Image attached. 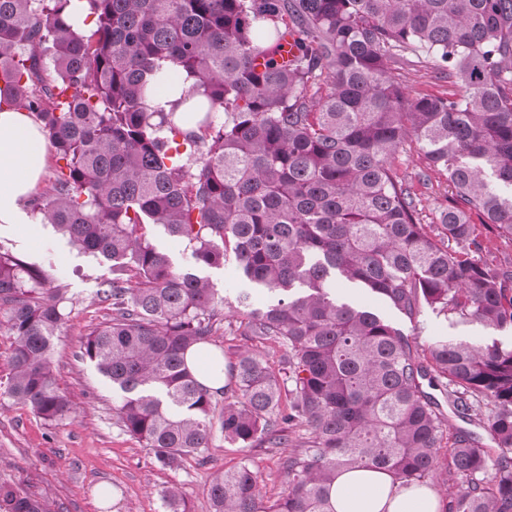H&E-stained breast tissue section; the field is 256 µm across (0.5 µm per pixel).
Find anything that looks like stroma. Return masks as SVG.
<instances>
[{
    "instance_id": "obj_1",
    "label": "stroma",
    "mask_w": 512,
    "mask_h": 512,
    "mask_svg": "<svg viewBox=\"0 0 512 512\" xmlns=\"http://www.w3.org/2000/svg\"><path fill=\"white\" fill-rule=\"evenodd\" d=\"M392 74L415 95L459 97L465 89L434 72L426 59L409 58L393 65ZM400 176L420 201L423 223L437 234V208L451 196L446 175L426 169L415 142H406L395 159ZM152 244L167 253L176 268L191 270L208 280L218 295L234 301L250 291L253 305L268 302L266 290L250 288L234 257L216 266H197L191 248L148 225ZM0 251L19 256L41 268L48 287L63 289L69 299L67 319L54 343L52 365L72 414L47 422L7 393L11 377L10 355L14 338L8 313L0 309V485L23 495L40 498L51 512H167L163 490L178 486L188 512H210L206 488L212 473L246 460L261 474L266 499L279 498L287 475L277 455L262 448H242L228 443L214 430L204 457H189L175 469L160 468L138 439L116 422L118 392L93 363L80 357L86 335L106 322L112 305L101 292L112 279L109 261L82 253L51 225L0 224ZM413 344L427 347L439 339L482 342L490 333L477 324L453 325L431 311L404 323Z\"/></svg>"
}]
</instances>
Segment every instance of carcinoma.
<instances>
[{
  "instance_id": "1",
  "label": "carcinoma",
  "mask_w": 512,
  "mask_h": 512,
  "mask_svg": "<svg viewBox=\"0 0 512 512\" xmlns=\"http://www.w3.org/2000/svg\"><path fill=\"white\" fill-rule=\"evenodd\" d=\"M0 0V81L33 115L57 157L29 208L85 254L113 261L102 290L112 317L82 355L121 391L116 412L164 467L224 439L274 453L288 433L306 448L282 462L288 492L264 502L242 461L215 472L211 512H335L350 471L391 487L457 489L440 512H512V346L438 340L423 350L378 314L339 303V275L414 320L512 329V270L480 253L469 214L512 241V0ZM293 36L294 57L282 40ZM424 51L461 98L412 97L390 64ZM203 94L193 115L146 101L178 75ZM195 122L187 130L183 123ZM454 187L438 207L441 239L393 167L407 140ZM158 224L216 265L278 296L236 298L241 335L285 348L280 367L232 352L235 388L218 406L187 365L210 342L224 299L148 240ZM456 249L448 250L445 241ZM0 252V307L14 336L7 393L45 421L71 413L51 366L68 298ZM456 416L485 406L486 448L450 431L422 381ZM187 512L178 487L162 491ZM4 512H49L0 486Z\"/></svg>"
}]
</instances>
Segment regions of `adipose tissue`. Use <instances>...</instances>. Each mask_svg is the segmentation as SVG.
I'll list each match as a JSON object with an SVG mask.
<instances>
[{
	"label": "adipose tissue",
	"mask_w": 512,
	"mask_h": 512,
	"mask_svg": "<svg viewBox=\"0 0 512 512\" xmlns=\"http://www.w3.org/2000/svg\"><path fill=\"white\" fill-rule=\"evenodd\" d=\"M47 160L45 133L0 84V224L27 223V201ZM333 504L336 512H439L440 498L429 489L391 493L383 475L358 470L337 479Z\"/></svg>",
	"instance_id": "adipose-tissue-1"
}]
</instances>
